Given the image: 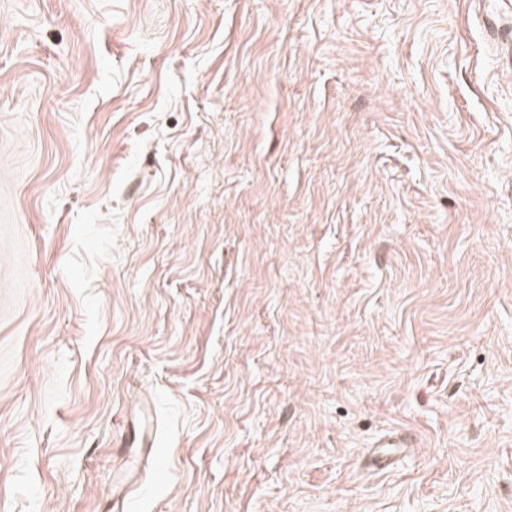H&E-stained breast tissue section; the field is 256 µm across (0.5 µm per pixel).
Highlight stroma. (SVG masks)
I'll list each match as a JSON object with an SVG mask.
<instances>
[{
	"label": "stroma",
	"instance_id": "stroma-1",
	"mask_svg": "<svg viewBox=\"0 0 512 512\" xmlns=\"http://www.w3.org/2000/svg\"><path fill=\"white\" fill-rule=\"evenodd\" d=\"M495 14L0 0V512H512Z\"/></svg>",
	"mask_w": 512,
	"mask_h": 512
}]
</instances>
